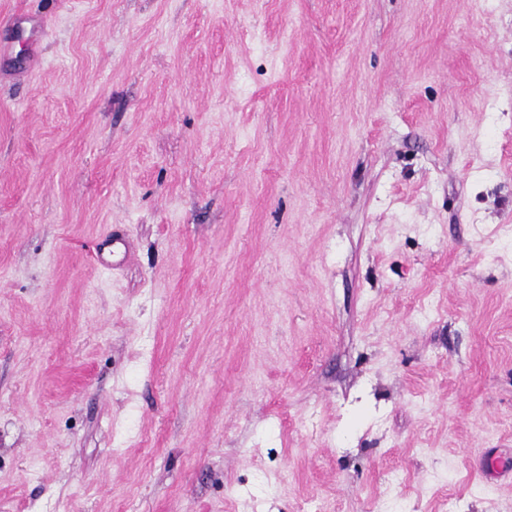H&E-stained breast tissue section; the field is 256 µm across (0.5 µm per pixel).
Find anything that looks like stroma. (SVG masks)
Listing matches in <instances>:
<instances>
[{
	"label": "stroma",
	"instance_id": "stroma-1",
	"mask_svg": "<svg viewBox=\"0 0 512 512\" xmlns=\"http://www.w3.org/2000/svg\"><path fill=\"white\" fill-rule=\"evenodd\" d=\"M490 460L512 0H0V512H512Z\"/></svg>",
	"mask_w": 512,
	"mask_h": 512
}]
</instances>
